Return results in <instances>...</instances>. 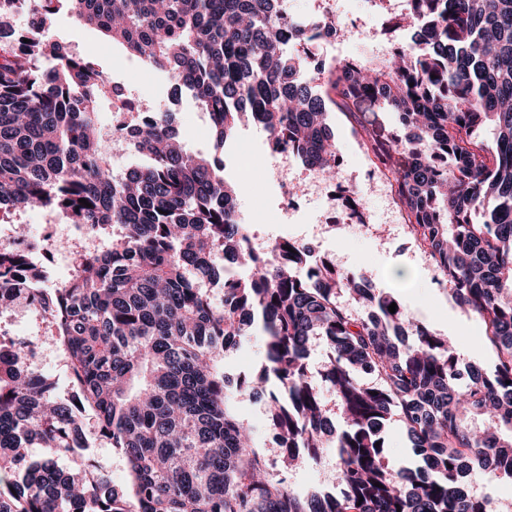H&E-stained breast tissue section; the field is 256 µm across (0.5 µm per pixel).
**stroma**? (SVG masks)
Instances as JSON below:
<instances>
[{"instance_id":"1","label":"stroma","mask_w":512,"mask_h":512,"mask_svg":"<svg viewBox=\"0 0 512 512\" xmlns=\"http://www.w3.org/2000/svg\"><path fill=\"white\" fill-rule=\"evenodd\" d=\"M327 8L346 26L348 35L343 43L327 48L326 64L343 59L377 62L405 39L404 34L388 28L389 19L402 12L399 0H382L377 6L370 0H288L287 4L289 14L305 18ZM48 36L67 43L74 53L93 60L117 81L128 83L131 97L144 110L176 111L177 127L186 144L193 151L213 154L208 123L201 121L200 111L191 100L174 103L166 74L129 57L97 30L79 24L64 7L56 14ZM329 122L335 132L339 167L335 181L326 183L320 195L309 193L310 174L301 164L270 150L266 132L253 125L239 128L227 153L226 176L239 185L237 206L253 247L264 250L279 237L298 241L331 261L338 271L389 292L407 315L452 341L466 361L492 370L494 353L482 338L480 320L451 299L432 258L416 241L409 225L400 223L395 193L374 178L371 156L356 133V122L336 110L330 112ZM281 171L297 191V207L291 211L285 208L277 182ZM351 191L361 200L355 212L345 205ZM19 221L48 227L44 285L53 288L64 282L82 246L74 228L37 207L23 212ZM16 311V338L42 340L41 371L57 395H67L71 388L69 366L63 350L51 342V322L33 307L20 305ZM83 445L84 454L109 485L125 489L123 459L98 436L93 420L84 423ZM284 476L294 490L332 489L336 456L326 451L319 464L298 465Z\"/></svg>"}]
</instances>
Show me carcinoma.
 Returning <instances> with one entry per match:
<instances>
[{"label": "carcinoma", "instance_id": "cac0c4a2", "mask_svg": "<svg viewBox=\"0 0 512 512\" xmlns=\"http://www.w3.org/2000/svg\"><path fill=\"white\" fill-rule=\"evenodd\" d=\"M62 1L167 73L221 148L251 121L272 151L333 180L331 107L353 116L351 105L369 100L394 113L406 135L362 124L363 145L391 174L451 297L484 324L492 372L301 244L279 238L256 252L223 164L191 152L170 113H151L128 137L101 135L98 100L117 85L42 36ZM21 9L30 22L17 29ZM291 20L280 0H0V223L38 206L101 239L51 292L25 245L0 244V308L39 296L75 390L56 397L25 365L32 343L0 352V512H490L468 471L512 482V0H407L391 27L412 31L410 41L376 64L317 65L328 70L323 90L302 75ZM121 149L151 165L114 171ZM343 293L367 314L353 315ZM254 332L264 365L232 381L224 356ZM317 344L325 361L315 373L340 428L308 363ZM231 383L266 396L283 461L317 464L335 451L336 491L296 494L272 472L226 404ZM86 415L123 457L127 493L102 495L75 450ZM469 416L488 426L474 429ZM394 417L421 457L414 470L384 460ZM62 456L81 473L59 468Z\"/></svg>", "mask_w": 512, "mask_h": 512}]
</instances>
